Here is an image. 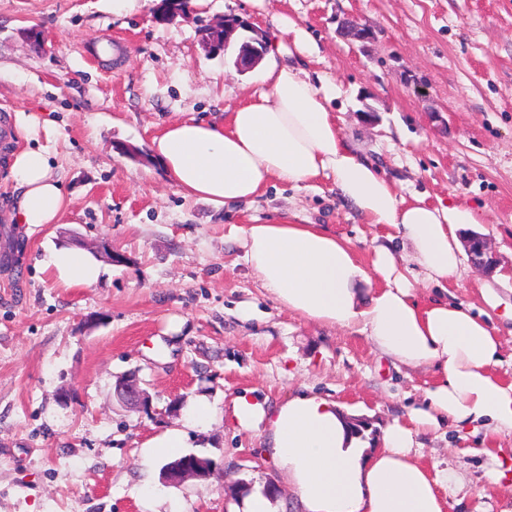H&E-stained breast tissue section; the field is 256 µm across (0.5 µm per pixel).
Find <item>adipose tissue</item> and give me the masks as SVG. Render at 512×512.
I'll use <instances>...</instances> for the list:
<instances>
[{"mask_svg": "<svg viewBox=\"0 0 512 512\" xmlns=\"http://www.w3.org/2000/svg\"><path fill=\"white\" fill-rule=\"evenodd\" d=\"M258 83L222 121L176 120L150 141V150L176 188L215 209L252 205L274 183L294 186L333 177L364 223L383 231L369 258L349 239L319 224L257 217L232 227L252 275L273 298L309 322L364 337L394 363L432 371L423 407L381 434L378 447L356 434L336 402L306 390L283 402L240 395L232 415L246 431L261 429L300 512H449L448 478L413 451L420 434L445 421L512 435V381L503 362V306L489 283L480 295L491 319L442 291L459 277L464 238L476 224L466 203L407 197L376 162L343 133L331 109L335 84L312 76L306 62L319 49L284 14L273 15ZM11 214L19 224H55L68 201L46 150L26 148L10 159ZM48 266L75 285L100 277L85 253L66 249ZM439 289L436 298L421 295Z\"/></svg>", "mask_w": 512, "mask_h": 512, "instance_id": "1", "label": "adipose tissue"}]
</instances>
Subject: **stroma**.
<instances>
[{
	"mask_svg": "<svg viewBox=\"0 0 512 512\" xmlns=\"http://www.w3.org/2000/svg\"><path fill=\"white\" fill-rule=\"evenodd\" d=\"M157 0L118 16L112 0H0V125L16 114L32 134L0 148V512H229L281 476L263 431L240 429L226 407L249 395L278 403L295 389L336 401L383 430L424 403L432 374L396 368L364 337L304 321L260 287L230 236L248 215L324 225L369 256L376 230L333 179L276 184L249 213L184 196L150 155L176 119L219 120L253 89L239 41L266 38L284 13L320 46L310 68L336 85L347 138L377 160L403 195L462 200L479 213L512 276V0H190L160 24ZM248 21L227 51L205 28ZM369 33L341 35L346 23ZM45 148L68 207L57 224L11 220V150ZM128 262L93 254V285L48 267L58 250L99 241ZM138 372L149 409L120 404L115 383ZM70 390V401L60 394ZM206 403L207 422L187 420ZM172 430L184 450L217 464L207 480L166 485L168 455L149 443ZM484 429L444 424L419 436L425 462L461 476L453 512H512L486 485Z\"/></svg>",
	"mask_w": 512,
	"mask_h": 512,
	"instance_id": "1",
	"label": "stroma"
}]
</instances>
